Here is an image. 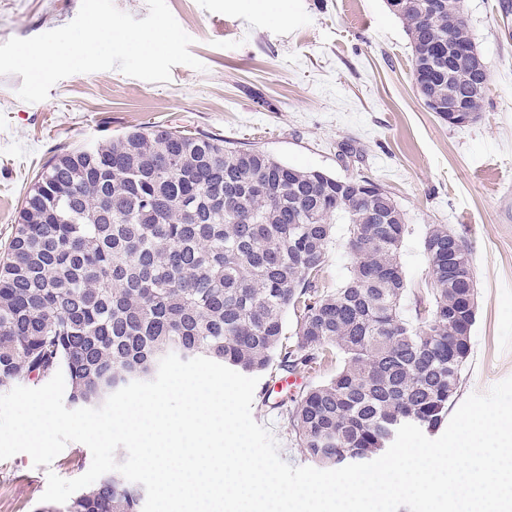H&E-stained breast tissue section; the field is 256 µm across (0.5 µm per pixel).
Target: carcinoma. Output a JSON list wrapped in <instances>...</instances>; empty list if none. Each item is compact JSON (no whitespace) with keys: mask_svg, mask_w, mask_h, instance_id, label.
Returning <instances> with one entry per match:
<instances>
[{"mask_svg":"<svg viewBox=\"0 0 512 512\" xmlns=\"http://www.w3.org/2000/svg\"><path fill=\"white\" fill-rule=\"evenodd\" d=\"M423 100L480 111L477 78L448 67L470 42L460 0H402ZM353 258L346 283L321 287L336 220ZM403 214L378 183L283 164L255 149L151 126L54 155L36 176L0 260V391L57 371L77 407L147 381L160 359L206 357L244 373L314 370L329 380L290 398L304 456L339 467L378 454L400 426L447 421L470 350L475 284L446 224L423 237L430 298L404 310ZM293 314L286 332L287 314ZM142 491L114 471L40 512H139Z\"/></svg>","mask_w":512,"mask_h":512,"instance_id":"1","label":"carcinoma"}]
</instances>
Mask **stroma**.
<instances>
[{"instance_id":"35a3bbf8","label":"stroma","mask_w":512,"mask_h":512,"mask_svg":"<svg viewBox=\"0 0 512 512\" xmlns=\"http://www.w3.org/2000/svg\"><path fill=\"white\" fill-rule=\"evenodd\" d=\"M202 70L174 66L166 83L113 69L76 74L28 103L21 76L0 75V252L36 175L52 155L150 124L207 133L275 160L383 186L409 234L408 291L424 295L428 225H450L468 250L476 322L458 400L512 376V0H461L488 85L480 116L453 126L429 112L412 78V48L386 0H166ZM81 0H0V43L60 28ZM353 153L340 155V144ZM254 420L282 460H308L281 409ZM87 446L69 443L50 466L19 453L0 461V512H34L48 473L87 472Z\"/></svg>"}]
</instances>
